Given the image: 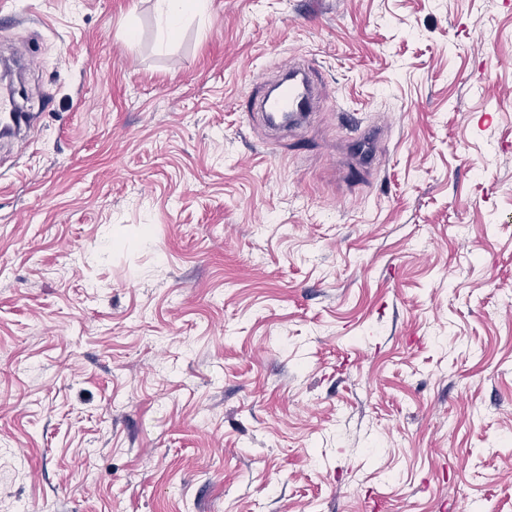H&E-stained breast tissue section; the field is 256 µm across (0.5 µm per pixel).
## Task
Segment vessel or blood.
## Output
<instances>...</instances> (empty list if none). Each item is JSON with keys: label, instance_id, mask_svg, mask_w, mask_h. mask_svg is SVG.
I'll list each match as a JSON object with an SVG mask.
<instances>
[{"label": "vessel or blood", "instance_id": "vessel-or-blood-1", "mask_svg": "<svg viewBox=\"0 0 512 512\" xmlns=\"http://www.w3.org/2000/svg\"><path fill=\"white\" fill-rule=\"evenodd\" d=\"M251 109L262 113L271 126L285 112L292 113L297 123H305L315 109L313 87L305 67H288L285 78L276 82L273 91L252 101ZM26 122L27 115L18 110L12 90L6 85L0 87V134L16 135Z\"/></svg>", "mask_w": 512, "mask_h": 512}]
</instances>
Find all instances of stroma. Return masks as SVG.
Instances as JSON below:
<instances>
[{
  "instance_id": "1",
  "label": "stroma",
  "mask_w": 512,
  "mask_h": 512,
  "mask_svg": "<svg viewBox=\"0 0 512 512\" xmlns=\"http://www.w3.org/2000/svg\"><path fill=\"white\" fill-rule=\"evenodd\" d=\"M17 45L0 512H512V7L0 0ZM159 2L169 34L175 32L178 24L188 12L203 14L209 6L208 0H159ZM286 78L279 79L275 87L259 100H253L250 112H261L268 125L279 126L276 118L283 112L296 117L294 124L307 121L315 109L313 87L305 67L289 66Z\"/></svg>"
}]
</instances>
